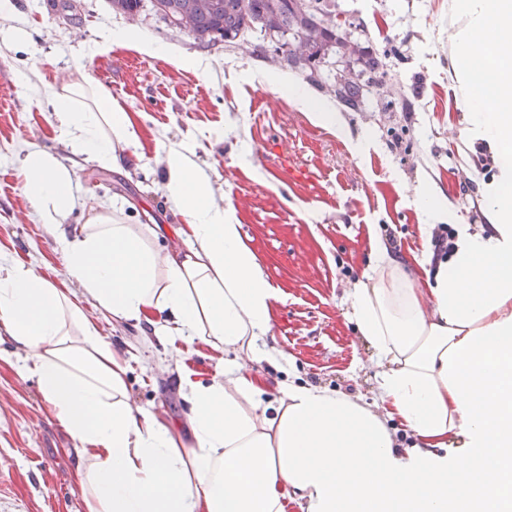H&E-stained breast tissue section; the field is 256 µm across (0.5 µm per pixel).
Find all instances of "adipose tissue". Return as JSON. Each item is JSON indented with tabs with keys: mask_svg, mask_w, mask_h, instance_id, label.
<instances>
[{
	"mask_svg": "<svg viewBox=\"0 0 512 512\" xmlns=\"http://www.w3.org/2000/svg\"><path fill=\"white\" fill-rule=\"evenodd\" d=\"M454 35L468 136L496 156L485 188L488 226L456 224V249L421 274L375 241L373 263L350 296L374 352L380 410L350 394L295 380L269 399L243 360L282 359L258 345L276 290L243 239L235 211L187 148L167 151L162 183L186 248L160 254L158 226L126 224L110 209L67 234L74 208L68 167L47 149L19 169L33 215L49 225L71 282L116 321L151 322L225 356L210 381L183 376L190 442L132 407L128 359L64 291L34 267L0 265V330L23 352L59 425L77 444L86 512H512V0H456ZM116 42L179 67L201 56L126 30ZM503 60L492 82L475 78L474 45ZM320 126L347 137L334 102L286 73L261 72ZM55 130L74 154L117 166L140 142L103 84L52 91Z\"/></svg>",
	"mask_w": 512,
	"mask_h": 512,
	"instance_id": "adipose-tissue-1",
	"label": "adipose tissue"
}]
</instances>
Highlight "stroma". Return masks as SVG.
I'll list each match as a JSON object with an SVG mask.
<instances>
[{
  "instance_id": "1",
  "label": "stroma",
  "mask_w": 512,
  "mask_h": 512,
  "mask_svg": "<svg viewBox=\"0 0 512 512\" xmlns=\"http://www.w3.org/2000/svg\"><path fill=\"white\" fill-rule=\"evenodd\" d=\"M0 27L23 26L22 45L0 42V262L35 266L55 286L68 282L59 244L33 217L17 175L31 146L56 154L70 169L77 205L67 229L96 210L121 206L128 223L167 228L182 218L162 190L170 144L192 149L210 177L218 203L232 207L241 232L278 290L266 344L289 361L288 371L252 362L270 396L291 378L377 404L374 355L351 318L349 292L371 265L372 240L392 242L405 261L428 252L420 227L419 192L448 199L459 223L487 224L482 189L496 171L482 144L466 134L469 110L454 69L453 34L462 20L454 0H324L366 50L386 53L383 86L371 87L361 111L345 113L352 136L371 142L355 156L335 132L314 124L287 94L247 81L250 72H281L255 41L231 47L199 44L170 28L151 8L137 18L113 12L109 0H11ZM132 28L154 42L209 59L200 72L113 44L107 33ZM33 72L41 92L85 76L106 85L129 112L143 146L115 170L85 161L57 140L54 115L21 80ZM410 111H403V104ZM101 335L134 355L127 377L130 401L170 425L185 422L189 404L179 371L208 381L222 370L204 343L176 369V344L148 324H116L83 304ZM74 441L56 422L37 378L0 362V507L7 512H85L75 475Z\"/></svg>"
}]
</instances>
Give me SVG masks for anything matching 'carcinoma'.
<instances>
[{
  "label": "carcinoma",
  "mask_w": 512,
  "mask_h": 512,
  "mask_svg": "<svg viewBox=\"0 0 512 512\" xmlns=\"http://www.w3.org/2000/svg\"><path fill=\"white\" fill-rule=\"evenodd\" d=\"M297 0H157L153 11L164 21L188 15L191 33L202 44L218 41L231 43L237 38L258 30L267 38L266 45L287 62L291 68L301 66L309 70L305 76L316 83L315 75L326 63L330 47L336 45L344 53L358 55L362 69L355 76L336 84V102L351 112L360 111L359 97L362 91L361 77L377 81L383 72L381 58L360 49L342 31L336 32L324 26L327 12L321 0H305V7H296ZM144 7V0H112V10L119 14L135 15ZM304 46L307 56L297 54L298 46Z\"/></svg>",
  "instance_id": "cac0c4a2"
}]
</instances>
